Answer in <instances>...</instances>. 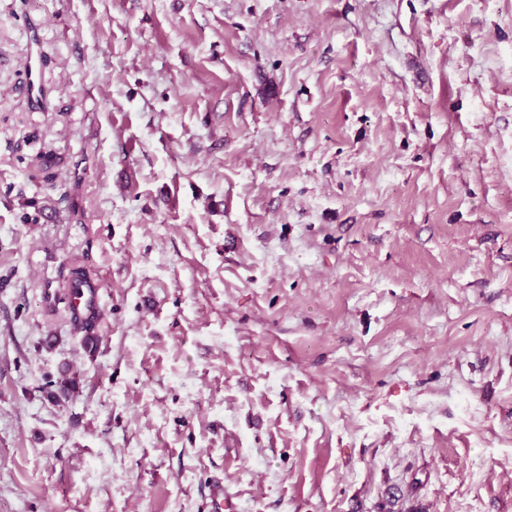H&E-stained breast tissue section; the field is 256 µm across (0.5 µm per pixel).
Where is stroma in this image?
Instances as JSON below:
<instances>
[{
  "mask_svg": "<svg viewBox=\"0 0 512 512\" xmlns=\"http://www.w3.org/2000/svg\"><path fill=\"white\" fill-rule=\"evenodd\" d=\"M218 483L512 512V0H0V512Z\"/></svg>",
  "mask_w": 512,
  "mask_h": 512,
  "instance_id": "stroma-1",
  "label": "stroma"
}]
</instances>
